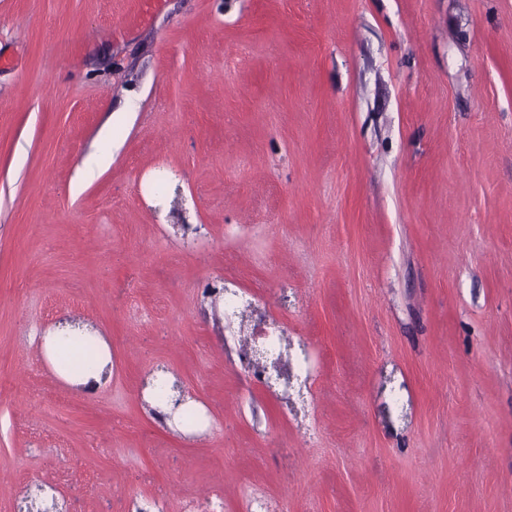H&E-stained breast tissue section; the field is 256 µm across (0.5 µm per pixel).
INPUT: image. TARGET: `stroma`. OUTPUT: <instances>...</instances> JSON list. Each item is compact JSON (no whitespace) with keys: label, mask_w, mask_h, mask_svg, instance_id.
I'll return each instance as SVG.
<instances>
[{"label":"stroma","mask_w":512,"mask_h":512,"mask_svg":"<svg viewBox=\"0 0 512 512\" xmlns=\"http://www.w3.org/2000/svg\"><path fill=\"white\" fill-rule=\"evenodd\" d=\"M0 54V512H512V0H0ZM81 345L86 348H75ZM46 362L65 381L91 389L111 373L112 363L103 338L88 328L65 325L40 336ZM76 353L75 359L64 354ZM156 388L150 389V397L152 400L158 405V407L162 409L172 410L176 419L182 426L186 428H194L197 425H201L202 423V414L197 410V408L187 402L185 405L173 409V396L172 391H170V383L162 375L157 376V378L153 381Z\"/></svg>","instance_id":"stroma-1"}]
</instances>
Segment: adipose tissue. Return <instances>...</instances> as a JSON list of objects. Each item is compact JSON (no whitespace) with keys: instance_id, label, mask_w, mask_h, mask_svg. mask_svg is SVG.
<instances>
[{"instance_id":"1","label":"adipose tissue","mask_w":512,"mask_h":512,"mask_svg":"<svg viewBox=\"0 0 512 512\" xmlns=\"http://www.w3.org/2000/svg\"><path fill=\"white\" fill-rule=\"evenodd\" d=\"M46 362L65 381L92 388L112 370L109 350L101 336L78 326L55 328L40 338Z\"/></svg>"}]
</instances>
